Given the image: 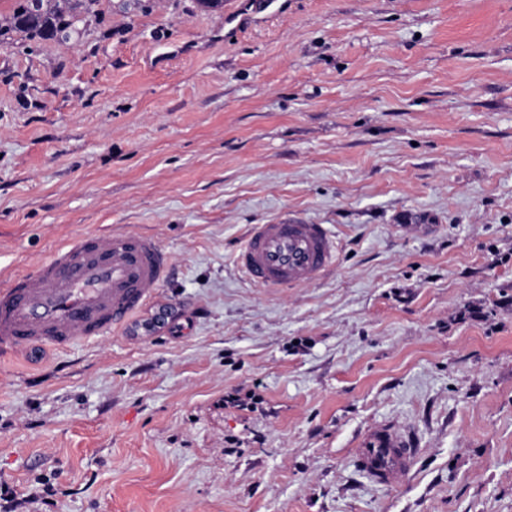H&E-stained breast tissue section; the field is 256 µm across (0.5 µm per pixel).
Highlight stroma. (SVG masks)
<instances>
[{"label":"stroma","mask_w":512,"mask_h":512,"mask_svg":"<svg viewBox=\"0 0 512 512\" xmlns=\"http://www.w3.org/2000/svg\"><path fill=\"white\" fill-rule=\"evenodd\" d=\"M86 0L0 35V283L130 231L121 328L0 358V512H512V0ZM334 270L255 285L254 224ZM416 453L374 482L355 450ZM236 263L261 288L312 284L336 266V236L326 224H254L236 253Z\"/></svg>","instance_id":"obj_1"}]
</instances>
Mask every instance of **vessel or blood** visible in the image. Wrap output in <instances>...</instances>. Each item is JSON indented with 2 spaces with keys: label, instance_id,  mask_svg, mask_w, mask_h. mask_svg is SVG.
Listing matches in <instances>:
<instances>
[{
  "label": "vessel or blood",
  "instance_id": "vessel-or-blood-1",
  "mask_svg": "<svg viewBox=\"0 0 512 512\" xmlns=\"http://www.w3.org/2000/svg\"><path fill=\"white\" fill-rule=\"evenodd\" d=\"M236 262L263 288L312 284L336 266V237L324 224H255ZM170 265L166 249L144 234H87L64 242L37 270L0 284V357L35 343L66 348L119 328L153 297ZM413 454L401 441L372 436L356 450L360 467L384 484L399 481Z\"/></svg>",
  "mask_w": 512,
  "mask_h": 512
}]
</instances>
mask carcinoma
<instances>
[{"mask_svg": "<svg viewBox=\"0 0 512 512\" xmlns=\"http://www.w3.org/2000/svg\"><path fill=\"white\" fill-rule=\"evenodd\" d=\"M80 0H17L12 15L6 18L11 29L61 41L73 34L74 13Z\"/></svg>", "mask_w": 512, "mask_h": 512, "instance_id": "cac0c4a2", "label": "carcinoma"}]
</instances>
